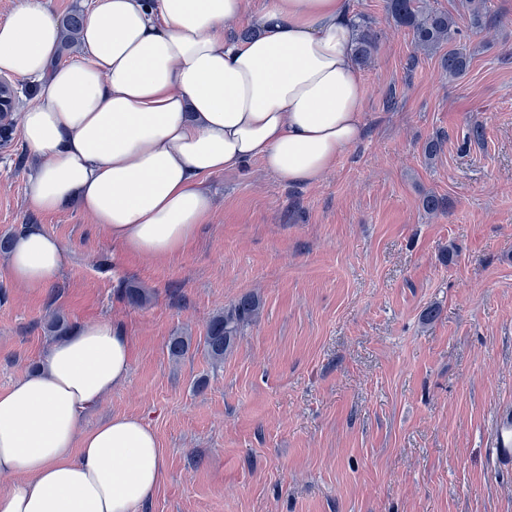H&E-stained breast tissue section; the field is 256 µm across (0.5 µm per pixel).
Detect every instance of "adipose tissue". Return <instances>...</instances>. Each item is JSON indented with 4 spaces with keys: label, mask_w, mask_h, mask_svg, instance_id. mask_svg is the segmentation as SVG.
I'll return each instance as SVG.
<instances>
[{
    "label": "adipose tissue",
    "mask_w": 512,
    "mask_h": 512,
    "mask_svg": "<svg viewBox=\"0 0 512 512\" xmlns=\"http://www.w3.org/2000/svg\"><path fill=\"white\" fill-rule=\"evenodd\" d=\"M244 0H90L81 61L60 62V26L40 0L0 23V73L31 81L21 136L39 158L30 209L75 204L125 252H180L211 214L207 177L261 162L291 185L322 179L361 140L365 88L352 0H270L252 32L228 37ZM40 225L18 235L10 279L52 284L69 261ZM131 351L88 320L38 369L0 391V512H141L165 477L155 432L116 413L84 415L124 384Z\"/></svg>",
    "instance_id": "adipose-tissue-1"
}]
</instances>
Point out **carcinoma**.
I'll return each instance as SVG.
<instances>
[{
	"label": "carcinoma",
	"mask_w": 512,
	"mask_h": 512,
	"mask_svg": "<svg viewBox=\"0 0 512 512\" xmlns=\"http://www.w3.org/2000/svg\"><path fill=\"white\" fill-rule=\"evenodd\" d=\"M486 0H465L472 27L484 26ZM389 9L398 24L409 28L413 34L415 48L425 55L436 53L443 45H450L458 34L457 17L445 10L427 6L424 0H389ZM84 25V12L74 9L65 15L61 22L62 41L68 47L81 41ZM358 36L354 46L355 59L366 65L371 62L377 50L378 37L365 19L356 24ZM472 53L462 45L448 48L442 56L441 65L448 72V78L463 75L471 62ZM16 111V95L10 82L0 81V147H7L13 140ZM260 309L258 299L246 294L230 308L213 316L206 328L205 351L209 359L219 364L224 361V352L241 334L244 327L256 317Z\"/></svg>",
	"instance_id": "obj_1"
}]
</instances>
